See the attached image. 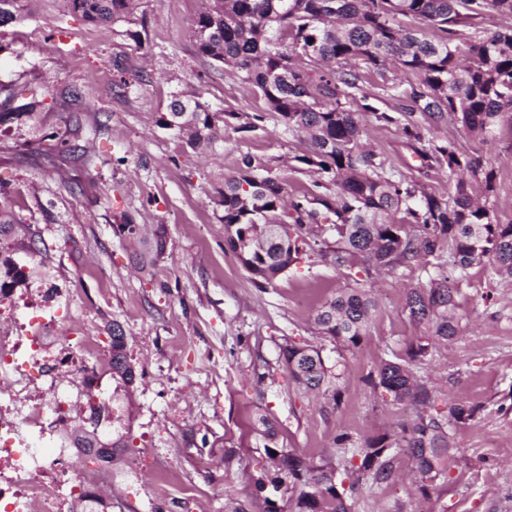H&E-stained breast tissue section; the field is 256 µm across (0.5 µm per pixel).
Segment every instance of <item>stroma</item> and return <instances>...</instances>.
Segmentation results:
<instances>
[{
    "label": "stroma",
    "mask_w": 512,
    "mask_h": 512,
    "mask_svg": "<svg viewBox=\"0 0 512 512\" xmlns=\"http://www.w3.org/2000/svg\"><path fill=\"white\" fill-rule=\"evenodd\" d=\"M146 21L141 41L128 23L94 25L73 15L64 0H28L24 14L1 28L0 85L37 81L44 125L59 129L58 112L70 88L87 122L103 123L94 162L45 164L27 123L0 126V210L16 225L0 236V257L24 264L36 257L30 287L76 289L81 325L105 337L120 322L137 379L115 387L120 407L112 435L125 445L112 463V512H224L226 500L262 512L275 501L288 512L287 488L257 486L264 443L257 413L278 426L279 445L307 458L335 453L337 434L352 441L376 435L412 415L407 404L382 399L364 378L383 359L403 353L422 335L403 311L408 286L428 280L421 267L368 270L318 259L258 286L224 243L219 191L250 155L280 178L289 194L311 186L299 163L306 149L268 113L253 86L224 65L197 56L191 24L202 0H135ZM129 88H119V80ZM194 95L215 113H265L258 129L226 124L204 154L157 126L173 95ZM363 139L403 175L438 195L446 172L421 167L399 130L362 114ZM494 168L492 216L512 224V122L495 139L472 142L456 126L444 130ZM25 144L26 158L12 148ZM132 224L135 234L120 233ZM163 232L165 251L152 266L136 263L146 241ZM372 289L379 311L367 336L347 350L321 336L314 316L343 288ZM461 332L425 359L419 374L436 406L475 407L473 421L454 426L465 465L422 499L414 492L413 459L397 451L395 480L363 486L353 512H512V279L470 270L457 297ZM321 347L339 375L340 403L295 389L280 356L284 341ZM165 449L167 477L156 480V451ZM236 460L225 467L224 455Z\"/></svg>",
    "instance_id": "35a3bbf8"
}]
</instances>
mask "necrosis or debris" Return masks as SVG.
Masks as SVG:
<instances>
[{
    "instance_id": "obj_1",
    "label": "necrosis or debris",
    "mask_w": 512,
    "mask_h": 512,
    "mask_svg": "<svg viewBox=\"0 0 512 512\" xmlns=\"http://www.w3.org/2000/svg\"><path fill=\"white\" fill-rule=\"evenodd\" d=\"M77 303L74 290L41 288L36 299L0 293V512H71L75 501L111 481L107 470L78 468V433H104L98 405L112 400L94 361L102 347L59 330Z\"/></svg>"
}]
</instances>
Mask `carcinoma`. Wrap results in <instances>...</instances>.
Segmentation results:
<instances>
[{
  "mask_svg": "<svg viewBox=\"0 0 512 512\" xmlns=\"http://www.w3.org/2000/svg\"><path fill=\"white\" fill-rule=\"evenodd\" d=\"M65 2L86 22H132L133 0ZM488 10L512 15V0H204L194 19L198 55L239 74L261 93L284 129L307 141L297 161L307 167L312 189L288 205L284 186L262 174L263 166L249 155L224 178L218 205L225 242L247 272L271 284L309 252L336 266L357 256L389 271L412 265L434 269L426 285L405 295L408 319L426 333L368 378L392 402L412 404V419L362 439L350 459L314 461L279 447L275 421L257 416L255 431L266 441L273 482L292 492L290 512H351L346 490L392 480L397 449L414 460L425 498L459 466L448 426L473 420L475 411L456 403L435 409L417 366L434 345L458 335L456 296L472 266L484 264L491 274L512 278V224L493 222L489 199L475 196L480 186L486 193L493 190L494 172L476 153L433 134L442 124H458L467 137L484 143L504 115H512V29L478 31V19ZM405 18L423 27H405ZM392 67L413 78L388 77ZM368 72L380 79L383 94L400 101L396 111L372 105L376 95L364 86ZM19 96L6 89L0 124L31 120L39 133L36 109L42 101L33 95L15 107ZM363 112L380 126L397 127L422 167L448 172V196L395 175L387 160L363 143ZM58 120L64 132L37 139L44 159L51 162L55 153L66 152L76 162L91 163L93 138L85 133L81 113L69 107ZM159 125L186 137L193 149L208 148L217 135L214 115L197 100H173ZM4 266L9 280L0 282V289L26 282L27 274L15 264ZM376 310L370 290L357 285L327 301L315 323L340 347L355 348ZM126 347L123 326L114 320L106 370L130 387L136 373ZM280 352L298 389L329 391L338 401V374L321 348L287 341Z\"/></svg>",
  "mask_w": 512,
  "mask_h": 512,
  "instance_id": "1",
  "label": "carcinoma"
}]
</instances>
